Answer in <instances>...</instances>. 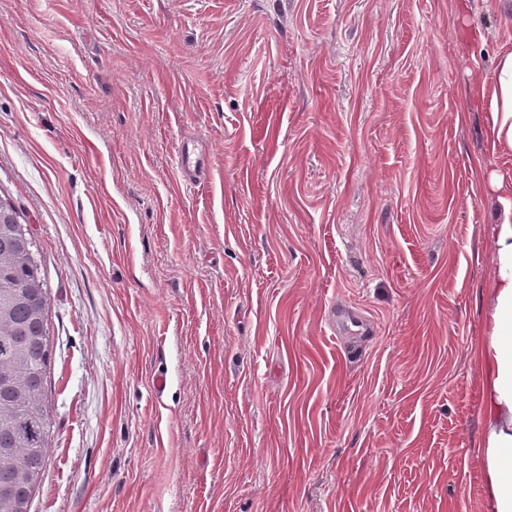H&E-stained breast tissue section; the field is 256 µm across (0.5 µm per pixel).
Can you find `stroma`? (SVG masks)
I'll list each match as a JSON object with an SVG mask.
<instances>
[{
	"label": "stroma",
	"mask_w": 512,
	"mask_h": 512,
	"mask_svg": "<svg viewBox=\"0 0 512 512\" xmlns=\"http://www.w3.org/2000/svg\"><path fill=\"white\" fill-rule=\"evenodd\" d=\"M506 51L512 0H0V193L50 297L32 512H488ZM340 300L376 323L350 357ZM491 136L495 148L512 151V52L500 59L490 99Z\"/></svg>",
	"instance_id": "35a3bbf8"
}]
</instances>
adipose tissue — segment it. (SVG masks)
<instances>
[{"label":"adipose tissue","mask_w":512,"mask_h":512,"mask_svg":"<svg viewBox=\"0 0 512 512\" xmlns=\"http://www.w3.org/2000/svg\"><path fill=\"white\" fill-rule=\"evenodd\" d=\"M493 144L512 151V52L499 62L490 99ZM493 271L476 359L481 378L478 459L489 512H512V187L496 183Z\"/></svg>","instance_id":"obj_1"}]
</instances>
